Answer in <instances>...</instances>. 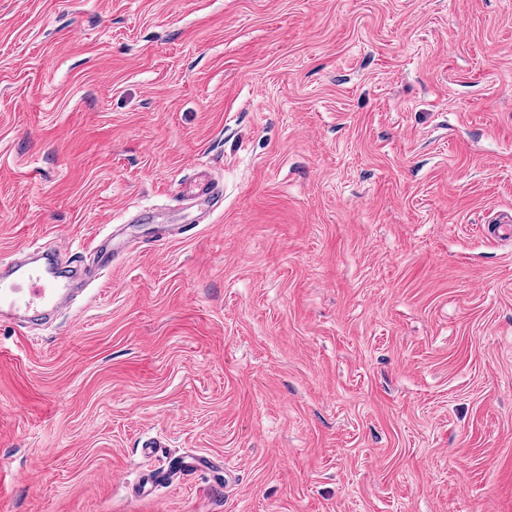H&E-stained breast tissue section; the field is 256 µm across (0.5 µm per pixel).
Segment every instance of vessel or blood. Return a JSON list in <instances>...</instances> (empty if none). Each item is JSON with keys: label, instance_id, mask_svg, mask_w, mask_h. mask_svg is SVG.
I'll return each mask as SVG.
<instances>
[{"label": "vessel or blood", "instance_id": "1", "mask_svg": "<svg viewBox=\"0 0 512 512\" xmlns=\"http://www.w3.org/2000/svg\"><path fill=\"white\" fill-rule=\"evenodd\" d=\"M132 239H116L114 234L98 235L90 249L92 256L111 255L128 250ZM106 263L96 269L85 266H66L59 260V251L52 245L28 247L8 262L0 263V322L29 326L50 320L70 307L79 288L91 284L96 274L104 273ZM155 438L141 444L142 463L139 476L132 486L136 496L150 495L158 481H178L189 471L198 469L196 459H185L174 466L159 470L155 467Z\"/></svg>", "mask_w": 512, "mask_h": 512}]
</instances>
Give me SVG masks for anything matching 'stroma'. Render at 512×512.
Wrapping results in <instances>:
<instances>
[{
  "instance_id": "obj_1",
  "label": "stroma",
  "mask_w": 512,
  "mask_h": 512,
  "mask_svg": "<svg viewBox=\"0 0 512 512\" xmlns=\"http://www.w3.org/2000/svg\"><path fill=\"white\" fill-rule=\"evenodd\" d=\"M505 212L512 0H0V260L140 242L0 324V512H512ZM141 448L142 463L139 476L131 486L132 492L138 497L150 495L155 482L179 481L184 476H188L189 471L197 470L202 465L197 459H182V461L177 460L174 466L158 471L155 468V448H163L162 444L150 437L141 443Z\"/></svg>"
}]
</instances>
